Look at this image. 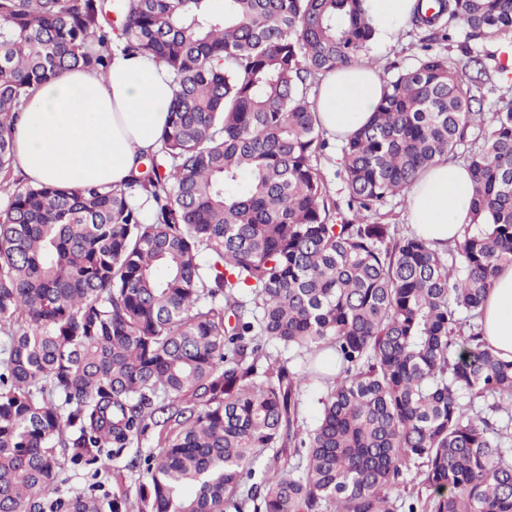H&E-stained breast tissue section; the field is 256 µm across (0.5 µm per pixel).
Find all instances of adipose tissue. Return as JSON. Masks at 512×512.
<instances>
[{"label":"adipose tissue","instance_id":"ef3b65f1","mask_svg":"<svg viewBox=\"0 0 512 512\" xmlns=\"http://www.w3.org/2000/svg\"><path fill=\"white\" fill-rule=\"evenodd\" d=\"M416 0H365L375 32L389 36L409 21ZM376 67L359 63L322 77L315 97L328 134L345 139L370 118L382 94ZM174 94L164 66L114 52L107 75L75 69L41 85L14 130L25 177L61 186L119 187L138 155L156 150ZM472 177L465 165L438 160L407 191L410 222L443 247L469 216ZM485 338L512 356V265L502 267L483 304Z\"/></svg>","mask_w":512,"mask_h":512}]
</instances>
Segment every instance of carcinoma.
Wrapping results in <instances>:
<instances>
[{
  "label": "carcinoma",
  "mask_w": 512,
  "mask_h": 512,
  "mask_svg": "<svg viewBox=\"0 0 512 512\" xmlns=\"http://www.w3.org/2000/svg\"><path fill=\"white\" fill-rule=\"evenodd\" d=\"M409 24L416 64L342 142V206L314 97L369 52L364 0H0V512H512V359L479 323L512 264V98L488 102L505 65L471 45L512 38V0ZM116 48L173 77L159 149L121 189L23 182V105ZM442 157L473 178L445 253L372 220ZM154 428L136 500L109 491ZM332 149L322 157L320 161V170L325 176L328 186L334 198L342 201L347 196V189L344 182L336 176V171L340 169V145L341 141L334 143L331 139Z\"/></svg>",
  "instance_id": "obj_1"
}]
</instances>
